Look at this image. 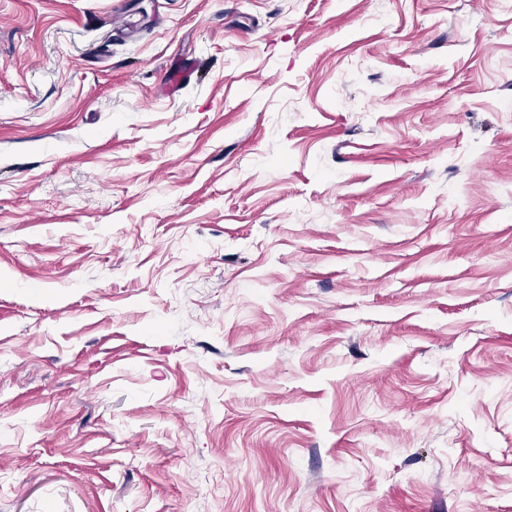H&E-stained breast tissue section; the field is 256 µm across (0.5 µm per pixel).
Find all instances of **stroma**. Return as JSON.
Masks as SVG:
<instances>
[{
    "instance_id": "35a3bbf8",
    "label": "stroma",
    "mask_w": 512,
    "mask_h": 512,
    "mask_svg": "<svg viewBox=\"0 0 512 512\" xmlns=\"http://www.w3.org/2000/svg\"><path fill=\"white\" fill-rule=\"evenodd\" d=\"M0 512H512V8L0 0ZM194 74V66L190 60L180 61L175 67L167 71L165 87L168 93L179 92Z\"/></svg>"
}]
</instances>
